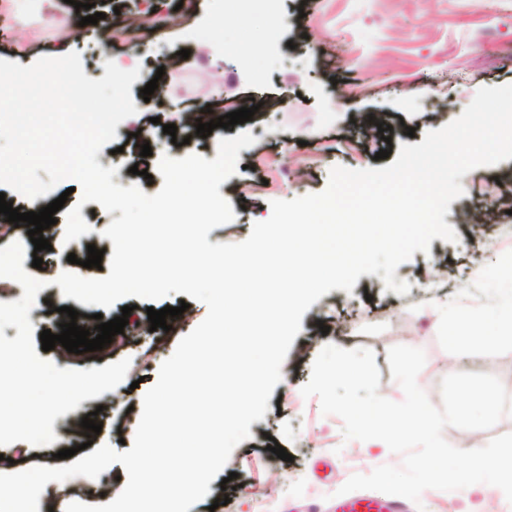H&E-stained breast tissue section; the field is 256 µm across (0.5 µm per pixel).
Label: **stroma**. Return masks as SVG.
Segmentation results:
<instances>
[{"label":"stroma","mask_w":512,"mask_h":512,"mask_svg":"<svg viewBox=\"0 0 512 512\" xmlns=\"http://www.w3.org/2000/svg\"><path fill=\"white\" fill-rule=\"evenodd\" d=\"M28 20L0 11V59L27 66L43 55L61 56L71 51L89 57L106 42L98 25H72L66 36H57L54 19L74 14L66 0H26ZM181 9L184 21L174 29H159L150 38L157 56L133 57L126 43H111L113 58H135L139 78L131 86L136 115L116 127L117 137L97 155L102 167H116V184L138 185L145 194L158 193L163 178L158 172L162 156L180 159L191 154L215 158L218 143L247 131L254 145L239 152V169L224 181L219 191L232 207V222L212 229L210 243H239L248 238L254 222L269 217L270 203L318 193L325 189L335 166L350 169H380L389 159L379 150L399 153L401 145L420 144L428 131L456 118L486 86L512 84V0H99L94 9L107 12L113 23L144 13L163 16ZM189 58H181V50ZM165 68L171 84L188 83L200 68L209 76L196 91H174L143 100L141 89L157 68ZM303 83H295L296 73ZM266 104L251 121L211 135H197L194 124H184L179 143H171L165 124L178 117L182 100H198L219 109L227 99ZM389 126V139H382L379 125ZM143 129L152 153L141 156L134 140L125 136L132 127ZM299 160L305 175L302 183L284 172L290 160ZM139 174H132V167ZM512 159L477 168L464 175V196L452 201L445 217L457 242L433 239L428 252H415L398 266L396 280L410 283L407 294L387 290L379 275H361L352 291L334 289L324 294L303 314L281 366L282 380L268 400L263 419L250 426V439L236 446L218 479L209 484L207 496L189 512H336L338 489L355 474H367L381 465H401L402 455L393 453L380 440L344 441L343 422L323 415L317 397L303 398L300 389L311 376L315 358L326 344L350 350L374 352L380 371L379 392L399 402L404 393L391 376L387 352L398 325H406L405 345L423 349L426 363L419 373V386L434 406H441L440 383L454 372H492L493 361L504 358L509 368L500 378L512 392V346L489 347L478 336L452 338L445 333L444 316L437 307L455 311L482 306L494 295L502 298V316L512 315V280L504 274L512 259ZM67 207L80 206L91 231L80 239L64 242L65 213L46 235L51 250L35 251L27 225L0 237V248L21 240L25 243L24 270L44 281L29 312L35 332H58L65 317L62 306L78 311L77 323L89 327L90 317L104 320L119 316L122 306L132 308L127 345L118 351H99L97 356L67 352L63 346L45 352V359L58 368L88 370L130 359L131 366L115 390L83 400L59 416L53 424L54 443L29 447L25 455L14 445L0 448V473H14L32 466L60 467L57 453L85 443L81 420L96 412L102 430L98 444L118 446L133 443L139 424L143 396L156 382L161 364L179 341L208 314L199 300L190 306L171 330H142L148 319L145 300L131 296L123 304L101 309L73 298H64L52 285L56 275L75 269L79 275L102 278L109 267L114 246L103 232L113 220L99 203H80L79 192H67L58 184L46 195L28 200L13 195L21 212L39 211L59 195ZM484 214L486 227L473 236L459 223V213ZM105 250L100 267L70 266L67 257L81 245ZM42 258L33 269L34 258ZM278 442L290 461L268 451ZM236 473L238 488H221L220 481ZM122 464L111 465L98 479L82 476L64 482H49L39 497L38 512H66L70 502L105 505L125 486ZM409 512H512V503L497 487L475 484L457 491L429 489L421 503Z\"/></svg>","instance_id":"35a3bbf8"}]
</instances>
